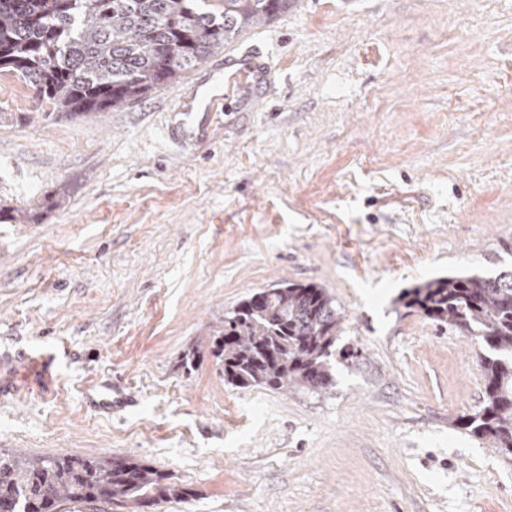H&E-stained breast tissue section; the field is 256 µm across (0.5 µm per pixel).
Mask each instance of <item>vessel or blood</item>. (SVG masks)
Wrapping results in <instances>:
<instances>
[{
  "mask_svg": "<svg viewBox=\"0 0 512 512\" xmlns=\"http://www.w3.org/2000/svg\"><path fill=\"white\" fill-rule=\"evenodd\" d=\"M271 73L270 64L255 57L243 59L238 67L225 70L223 88L213 90L201 102L199 111L175 113L169 125L172 136L185 142L198 140L214 110L228 99L231 91L245 84L260 85Z\"/></svg>",
  "mask_w": 512,
  "mask_h": 512,
  "instance_id": "b4317fda",
  "label": "vessel or blood"
}]
</instances>
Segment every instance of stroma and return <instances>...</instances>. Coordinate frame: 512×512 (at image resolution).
<instances>
[{
    "label": "stroma",
    "instance_id": "35a3bbf8",
    "mask_svg": "<svg viewBox=\"0 0 512 512\" xmlns=\"http://www.w3.org/2000/svg\"><path fill=\"white\" fill-rule=\"evenodd\" d=\"M253 53L272 91L173 139ZM18 81L0 209L38 217L0 220V450L150 465L192 491L159 512H512V459L456 425L480 341L397 302L512 268V0H293L98 114L15 104ZM282 282L342 315L330 393L224 381L215 329Z\"/></svg>",
    "mask_w": 512,
    "mask_h": 512
}]
</instances>
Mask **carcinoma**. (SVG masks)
<instances>
[{"mask_svg":"<svg viewBox=\"0 0 512 512\" xmlns=\"http://www.w3.org/2000/svg\"><path fill=\"white\" fill-rule=\"evenodd\" d=\"M290 2L0 0V69L17 73L58 112H106L177 80ZM399 302L481 341L485 404L457 426L512 457V271L433 278ZM340 328L326 289L276 284L224 315L214 355L235 388L325 392L335 385L331 357ZM189 496L138 462L0 452V512L97 501L140 512Z\"/></svg>","mask_w":512,"mask_h":512,"instance_id":"obj_1","label":"carcinoma"}]
</instances>
